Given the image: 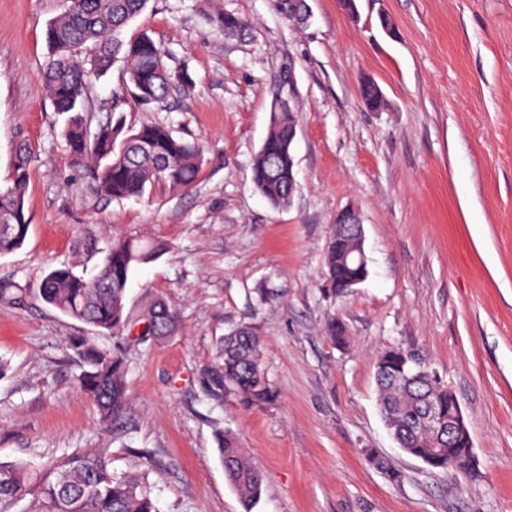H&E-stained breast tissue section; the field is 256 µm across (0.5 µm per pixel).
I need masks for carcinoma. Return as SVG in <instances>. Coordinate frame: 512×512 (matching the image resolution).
<instances>
[{"mask_svg": "<svg viewBox=\"0 0 512 512\" xmlns=\"http://www.w3.org/2000/svg\"><path fill=\"white\" fill-rule=\"evenodd\" d=\"M149 0H67L63 13L46 28L50 61L44 77L54 111L69 115L64 137L74 164L88 169L98 190L113 199H139L147 188L163 183L173 189L192 184L198 173L200 147L159 123L124 127L122 118L90 129L85 117L92 78L120 62L134 96L141 102L161 103L171 89L192 86L185 71L166 65V50L142 32L125 39L124 30L147 8ZM275 9L292 25L303 27L309 15L301 0H273ZM211 22L228 38L242 35L248 22L233 12L215 9ZM364 104L384 107L381 88L372 80L360 83ZM265 139L251 162L257 192L272 206L284 208L297 190L292 144L297 111L288 105V88L272 87ZM33 154L26 144L15 150L10 182L0 187V255L20 248L30 224L24 197ZM164 241L114 239L103 266L92 279L68 267L47 273L34 289L0 282V305L21 309L30 295L63 315L114 337L129 336L142 327L138 342H160L179 328L175 307L162 298L141 311L126 308V290L133 270L165 253ZM359 243L349 232L332 235L325 258L324 292L342 298L368 276L367 265L353 259ZM325 335L337 345L347 342L342 321L331 318ZM265 336L255 325L240 326L220 342L217 362L201 370L208 396L221 399L236 394L245 407L273 401L277 391L262 364ZM69 349L79 359L78 388L95 405L100 420L111 424L129 408L127 353L99 346L93 337L70 338ZM381 415L398 446L431 469L456 468L465 449L448 444V429L425 428L420 417L429 411L448 418L454 393L432 379L428 367L415 363L400 348L382 352L376 367ZM218 452L225 477L245 505L261 493L262 474L230 433L218 437ZM37 489L36 512H156L144 476L118 474L103 448H77L49 457L33 469L23 460L0 461V512L11 508L31 489Z\"/></svg>", "mask_w": 512, "mask_h": 512, "instance_id": "carcinoma-1", "label": "carcinoma"}]
</instances>
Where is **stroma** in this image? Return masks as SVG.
Masks as SVG:
<instances>
[{
    "mask_svg": "<svg viewBox=\"0 0 512 512\" xmlns=\"http://www.w3.org/2000/svg\"><path fill=\"white\" fill-rule=\"evenodd\" d=\"M308 4L297 28L272 0H149L125 35L148 31L192 88L145 105L116 64L93 80L86 117L169 125L199 142V173L185 189L114 200L72 164L43 79L46 27L65 0H0V186L15 146L33 153L29 234L0 256V280L33 286L62 266L90 277L113 239H161L168 250L132 274L126 305L160 297L180 313L174 336L129 353L124 428L103 425L76 387L68 340L84 324L37 298L0 306L1 461L104 448L115 472L148 473L158 512H512V0H357L354 17L339 0ZM214 7L248 20L247 34L225 38L208 19ZM286 62L299 188L276 208L255 191L250 163ZM365 78L383 109L363 104ZM346 208L364 224L368 276L334 300L325 255ZM331 317L346 345L325 336ZM245 323L266 338L278 393L252 409L230 393L210 400L198 382ZM395 347L456 395L473 471L431 469L392 439L374 373ZM225 431L263 474L249 509L224 475Z\"/></svg>",
    "mask_w": 512,
    "mask_h": 512,
    "instance_id": "1",
    "label": "stroma"
}]
</instances>
